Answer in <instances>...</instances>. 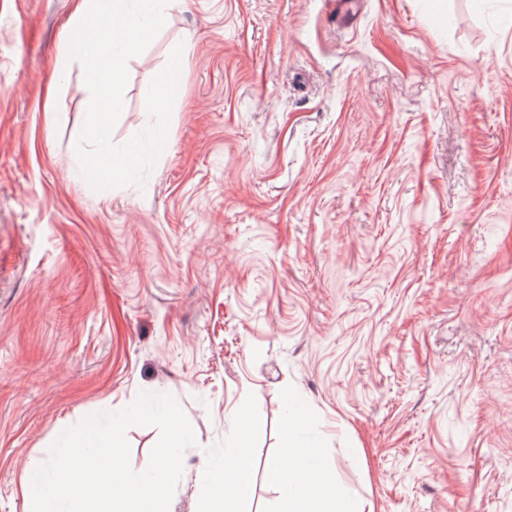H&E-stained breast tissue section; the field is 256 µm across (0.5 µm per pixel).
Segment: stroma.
<instances>
[{"mask_svg": "<svg viewBox=\"0 0 512 512\" xmlns=\"http://www.w3.org/2000/svg\"><path fill=\"white\" fill-rule=\"evenodd\" d=\"M77 0H0V512L65 429L170 393L196 476L294 419L359 512H512V0H183L127 63L142 185L89 189Z\"/></svg>", "mask_w": 512, "mask_h": 512, "instance_id": "obj_1", "label": "stroma"}]
</instances>
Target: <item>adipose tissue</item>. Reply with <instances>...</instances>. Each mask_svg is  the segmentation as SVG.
<instances>
[{"label": "adipose tissue", "instance_id": "1", "mask_svg": "<svg viewBox=\"0 0 512 512\" xmlns=\"http://www.w3.org/2000/svg\"><path fill=\"white\" fill-rule=\"evenodd\" d=\"M228 420L234 434L230 446L213 466L199 471L197 481L209 491L223 486L225 498L244 500L251 491L247 440L262 425L234 411L229 412ZM286 437L282 455L269 464V474L280 487L288 512H354L319 465L316 449L297 443L294 422H287Z\"/></svg>", "mask_w": 512, "mask_h": 512}]
</instances>
